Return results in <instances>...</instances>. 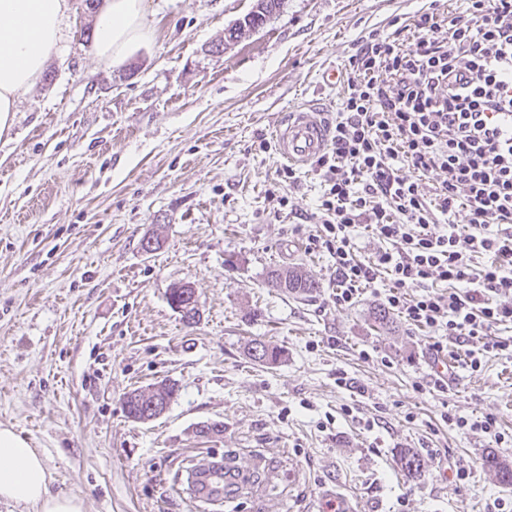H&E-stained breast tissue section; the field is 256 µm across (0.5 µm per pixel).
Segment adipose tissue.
I'll use <instances>...</instances> for the list:
<instances>
[{"label":"adipose tissue","mask_w":512,"mask_h":512,"mask_svg":"<svg viewBox=\"0 0 512 512\" xmlns=\"http://www.w3.org/2000/svg\"><path fill=\"white\" fill-rule=\"evenodd\" d=\"M68 0H0V135L21 95L31 91L58 49ZM144 0H105L95 24L97 56L119 65L148 40ZM43 458L13 429L0 427V499L29 512H84L72 495L52 493Z\"/></svg>","instance_id":"adipose-tissue-1"}]
</instances>
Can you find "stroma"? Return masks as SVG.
Instances as JSON below:
<instances>
[{"instance_id": "35a3bbf8", "label": "stroma", "mask_w": 512, "mask_h": 512, "mask_svg": "<svg viewBox=\"0 0 512 512\" xmlns=\"http://www.w3.org/2000/svg\"><path fill=\"white\" fill-rule=\"evenodd\" d=\"M70 3L56 56L0 136V424L37 448L51 491L85 512H319L326 485L363 512H494L508 490L483 460L512 465V445L441 415L492 413L512 435V362L490 352L474 372L449 345L443 390L426 332L395 312L375 322L382 295L337 306L336 260L310 244L320 178L277 145L292 112L335 123L346 85L322 74L348 72L370 32L456 0H282L219 55L254 0H144L152 39L113 67ZM274 269L319 287L281 292ZM184 282L198 290L192 325L167 301ZM257 342L283 357L253 361ZM164 379L177 386L166 412L128 419L124 394ZM212 423L222 432L203 433ZM407 449L421 456L412 478ZM213 460L239 476L217 505L187 488Z\"/></svg>"}]
</instances>
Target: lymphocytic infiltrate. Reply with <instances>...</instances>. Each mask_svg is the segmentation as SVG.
<instances>
[{
  "mask_svg": "<svg viewBox=\"0 0 512 512\" xmlns=\"http://www.w3.org/2000/svg\"><path fill=\"white\" fill-rule=\"evenodd\" d=\"M368 37L351 61L346 96L317 160L324 184L315 244L336 257L337 305L356 302L385 272V304L432 330L442 353L465 339L464 363L512 361V0H461ZM436 174L431 197L424 176ZM465 225H458L457 216ZM386 243L375 261L352 255L356 225ZM488 255L482 267L473 254ZM450 283L448 292L429 282Z\"/></svg>",
  "mask_w": 512,
  "mask_h": 512,
  "instance_id": "f902f5d3",
  "label": "lymphocytic infiltrate"
}]
</instances>
